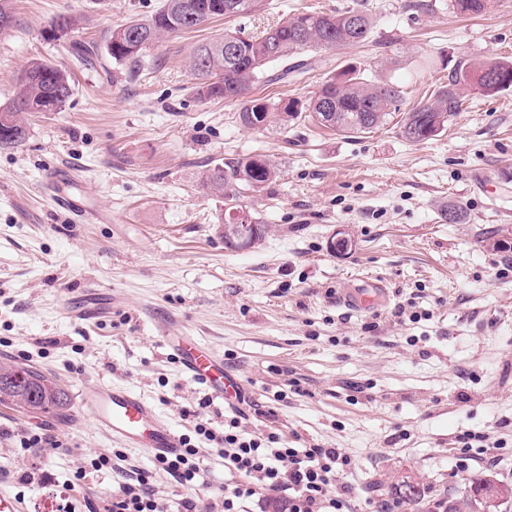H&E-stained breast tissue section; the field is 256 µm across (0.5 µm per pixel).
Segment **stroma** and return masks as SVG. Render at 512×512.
I'll list each match as a JSON object with an SVG mask.
<instances>
[{
	"label": "stroma",
	"instance_id": "stroma-1",
	"mask_svg": "<svg viewBox=\"0 0 512 512\" xmlns=\"http://www.w3.org/2000/svg\"><path fill=\"white\" fill-rule=\"evenodd\" d=\"M161 2L12 0L14 24L0 35V105L36 59L70 70L74 85L61 111L24 114L21 146L0 147V362L42 372L70 399L46 413L0 404V479L30 512L55 494L65 512H102L118 469L88 464L118 455L157 497L190 496L209 512L231 476L216 442L194 427L207 419L223 430L228 409L182 374L158 342L166 331L214 347L245 381L259 406L241 422L246 437L275 432L296 448L345 449L351 464L334 490L352 488L351 512L393 500L406 480L423 494L398 512H446L453 503L474 512L471 477L512 486V89L468 92L447 130L421 142L392 123L355 137L307 121L257 131L240 124L237 103L197 97L189 62L198 44L221 35L359 5L373 18L372 38L308 51L314 70L252 93L302 98L351 63L397 81L409 109L429 100L450 63L512 57V0L471 16L451 0H266L251 17L148 48L137 72L113 63L112 29ZM63 12L79 17L73 39L97 46L96 65L79 64L70 41L48 38ZM254 154L278 164L280 176L244 195L265 235L234 251L215 233L224 201L200 179L226 157ZM56 166L94 185L92 202L111 222L76 224L51 205L41 183ZM452 206L463 223L444 219ZM342 232L351 247L331 252ZM365 279L387 288L383 307L338 303ZM90 283L111 292L110 317L63 316L64 300ZM99 380L128 384L191 436L202 485L186 489L95 430L79 404ZM41 426L60 447H18L16 431ZM464 433L482 437L485 461L462 454ZM25 472L34 475L26 486Z\"/></svg>",
	"mask_w": 512,
	"mask_h": 512
}]
</instances>
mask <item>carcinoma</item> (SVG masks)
Listing matches in <instances>:
<instances>
[{
    "label": "carcinoma",
    "instance_id": "carcinoma-1",
    "mask_svg": "<svg viewBox=\"0 0 512 512\" xmlns=\"http://www.w3.org/2000/svg\"><path fill=\"white\" fill-rule=\"evenodd\" d=\"M264 0H163L146 19L131 20L112 30L107 50L117 63L139 65L150 45L179 33L193 31L217 18H232L263 9ZM455 12L477 15L484 12L483 0H452ZM373 29L372 17L359 8L336 14L301 13L285 18L268 31L239 41L236 52L218 50L223 37L199 46L192 60L197 76V95L204 100L237 102L240 123L254 130L277 127L286 130L305 121L348 137L365 134L387 123L400 111L401 86L390 79L372 80L355 68H346L322 82L303 98L272 102L250 96L261 81H272L269 69L282 79L296 71L289 60L308 49H341L367 41ZM498 69L497 82L483 85L485 94L512 88V58L464 59L448 71V82L434 90L429 101L402 113L398 121L402 136L421 142L444 131L462 110L464 95L455 88L472 86L489 65ZM71 75L45 60L33 61L21 75L15 97L0 105V147H16L26 138L20 114L43 112L53 106L61 110L73 94ZM280 170L263 155L231 157L208 169L201 187L218 193L226 201H241L247 192H261L277 181ZM0 403L27 411L63 409L68 396L53 380L39 371L16 364L0 363Z\"/></svg>",
    "mask_w": 512,
    "mask_h": 512
}]
</instances>
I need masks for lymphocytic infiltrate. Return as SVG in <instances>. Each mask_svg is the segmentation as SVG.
Here are the masks:
<instances>
[{"label":"lymphocytic infiltrate","instance_id":"1","mask_svg":"<svg viewBox=\"0 0 512 512\" xmlns=\"http://www.w3.org/2000/svg\"><path fill=\"white\" fill-rule=\"evenodd\" d=\"M243 413L233 410L224 430L220 453L224 467L237 474V481L224 487L223 512H244V505L265 487L286 512H349L346 494H330L340 470L351 458L341 448H291L276 434L266 440L242 437L237 427ZM199 450L186 443L180 453L156 461L155 466L180 485L192 488L202 475ZM108 512H167L165 503L155 496L145 474L126 471L113 494Z\"/></svg>","mask_w":512,"mask_h":512}]
</instances>
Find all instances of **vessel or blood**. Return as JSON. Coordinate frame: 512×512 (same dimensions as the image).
<instances>
[{
	"instance_id": "obj_1",
	"label": "vessel or blood",
	"mask_w": 512,
	"mask_h": 512,
	"mask_svg": "<svg viewBox=\"0 0 512 512\" xmlns=\"http://www.w3.org/2000/svg\"><path fill=\"white\" fill-rule=\"evenodd\" d=\"M45 185L56 208L74 221L82 224L111 221V213L90 210L87 200L94 191L71 169H53L46 175ZM100 294V289H85L84 304L65 305L67 316L84 322L93 321L98 311L91 308L89 302ZM343 302L358 311H374L384 306L386 290L381 283L374 282L370 287L344 297ZM159 342L177 356L182 373L205 384L214 400H225L234 393L237 383L225 375L224 358L213 348L193 336L164 335ZM80 406L95 429L120 447L159 459L179 453L183 446L182 434L156 405L124 384L101 381L87 386L81 393ZM0 512H28L24 497L2 481Z\"/></svg>"
}]
</instances>
